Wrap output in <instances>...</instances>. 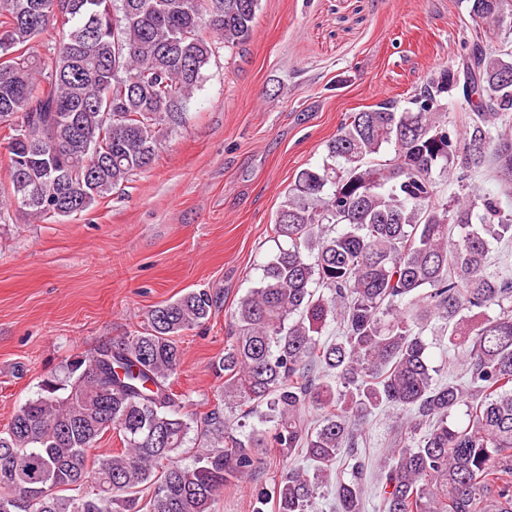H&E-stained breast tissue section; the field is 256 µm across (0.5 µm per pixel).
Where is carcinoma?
Here are the masks:
<instances>
[{"mask_svg": "<svg viewBox=\"0 0 512 512\" xmlns=\"http://www.w3.org/2000/svg\"><path fill=\"white\" fill-rule=\"evenodd\" d=\"M42 2L0 0V55L17 53L0 70V131L9 205L49 219L152 165L218 46L250 41L259 0H60L52 16ZM468 2L499 27L512 17V0ZM464 48L481 71L462 128L444 104L449 70L463 72L450 63L411 107L352 113L328 162L296 175L273 228L285 245L227 315L217 403L187 413L172 390L177 338L218 303L192 290L150 310L146 331L66 362L0 430V512H216L271 448L283 468L258 502L275 512H322L344 459L333 512H360L372 468L378 512H512V264L491 258L512 242V49ZM486 167L495 192L471 182ZM434 322L461 382L428 361ZM386 406L399 410L389 444L363 460L364 424ZM239 415L259 426L237 432ZM112 429L124 449L91 453ZM297 453L307 466L288 463Z\"/></svg>", "mask_w": 512, "mask_h": 512, "instance_id": "cac0c4a2", "label": "carcinoma"}]
</instances>
